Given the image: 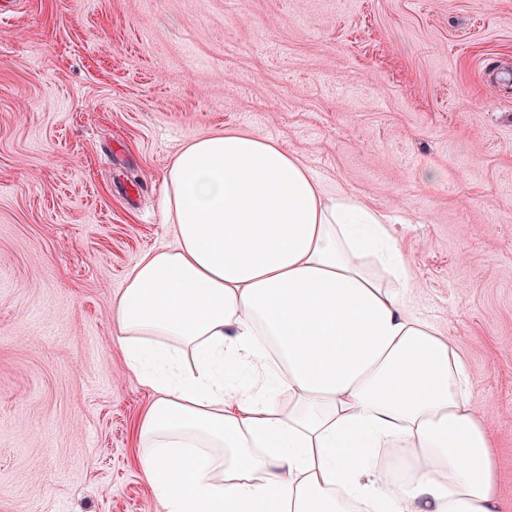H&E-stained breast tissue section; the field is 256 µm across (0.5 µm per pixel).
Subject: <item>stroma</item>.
<instances>
[{"label":"stroma","mask_w":512,"mask_h":512,"mask_svg":"<svg viewBox=\"0 0 512 512\" xmlns=\"http://www.w3.org/2000/svg\"><path fill=\"white\" fill-rule=\"evenodd\" d=\"M226 130L385 215L512 503V0H14L0 17V512H161L112 299Z\"/></svg>","instance_id":"1"}]
</instances>
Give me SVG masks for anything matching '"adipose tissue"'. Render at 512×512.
Returning <instances> with one entry per match:
<instances>
[{
	"label": "adipose tissue",
	"mask_w": 512,
	"mask_h": 512,
	"mask_svg": "<svg viewBox=\"0 0 512 512\" xmlns=\"http://www.w3.org/2000/svg\"><path fill=\"white\" fill-rule=\"evenodd\" d=\"M164 180L172 241L112 300L153 393L137 438L161 512H506L496 431L457 341L413 314L384 215L245 132L186 144ZM382 448L423 452L391 492Z\"/></svg>",
	"instance_id": "adipose-tissue-1"
}]
</instances>
